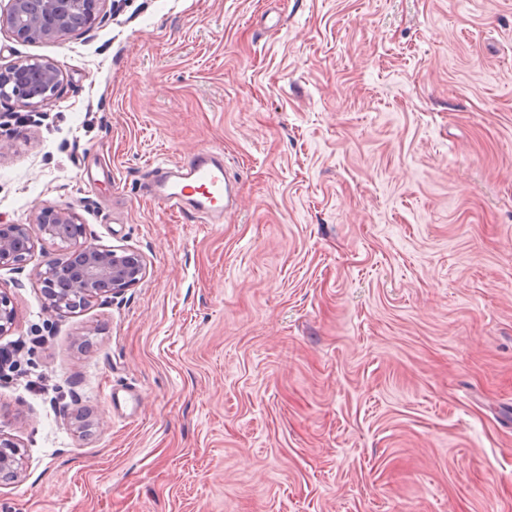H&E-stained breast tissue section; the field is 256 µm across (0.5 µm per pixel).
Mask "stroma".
<instances>
[{
    "label": "stroma",
    "instance_id": "obj_1",
    "mask_svg": "<svg viewBox=\"0 0 512 512\" xmlns=\"http://www.w3.org/2000/svg\"><path fill=\"white\" fill-rule=\"evenodd\" d=\"M0 222L76 212L143 282L74 313L0 269V512H512V0H124L20 42ZM224 152L191 224L149 163ZM102 425L79 432L80 414ZM63 74L50 60L28 57L0 69V101L38 108L51 106L60 99ZM0 429V482L15 481L23 471L25 460L20 444Z\"/></svg>",
    "mask_w": 512,
    "mask_h": 512
}]
</instances>
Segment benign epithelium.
Segmentation results:
<instances>
[{
	"label": "benign epithelium",
	"instance_id": "benign-epithelium-1",
	"mask_svg": "<svg viewBox=\"0 0 512 512\" xmlns=\"http://www.w3.org/2000/svg\"><path fill=\"white\" fill-rule=\"evenodd\" d=\"M104 0H0V25L22 42L56 39L76 30L80 17L91 28ZM63 74L50 60L28 57L0 69V101L21 107L51 106L60 99ZM52 242L65 253L35 271L48 307L73 312L101 297H114L144 280L147 268L142 256L88 240L86 226L77 223L69 209L45 206L24 224H0V269H19L38 247ZM16 308L10 295L0 290V335L16 324ZM24 455L14 438L0 431V482L16 480L23 471Z\"/></svg>",
	"mask_w": 512,
	"mask_h": 512
}]
</instances>
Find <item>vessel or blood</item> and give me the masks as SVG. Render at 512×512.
<instances>
[{"instance_id":"obj_1","label":"vessel or blood","mask_w":512,"mask_h":512,"mask_svg":"<svg viewBox=\"0 0 512 512\" xmlns=\"http://www.w3.org/2000/svg\"><path fill=\"white\" fill-rule=\"evenodd\" d=\"M146 187L151 197L193 223H223L235 204L224 156L212 150L200 151L182 165L150 169Z\"/></svg>"}]
</instances>
